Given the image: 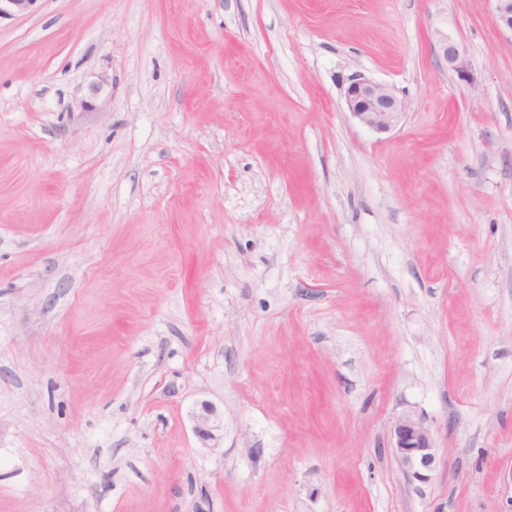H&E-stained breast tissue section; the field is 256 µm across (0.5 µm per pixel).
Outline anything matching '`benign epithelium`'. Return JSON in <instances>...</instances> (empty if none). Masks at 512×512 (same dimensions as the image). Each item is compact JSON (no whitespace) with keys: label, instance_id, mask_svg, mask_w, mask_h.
<instances>
[{"label":"benign epithelium","instance_id":"obj_1","mask_svg":"<svg viewBox=\"0 0 512 512\" xmlns=\"http://www.w3.org/2000/svg\"><path fill=\"white\" fill-rule=\"evenodd\" d=\"M40 0H0V21L23 18L38 10ZM499 26L512 32V0H493ZM438 45L448 66L464 81L470 80V70L463 51L456 40L441 34ZM345 102L349 113L361 125L376 132L396 128L406 114V104L387 84L376 82L362 74L354 73L347 78ZM196 434L207 445L217 440L215 431L221 427V419L215 407L200 403L194 414ZM391 448L407 477L424 482L426 472L435 462V441L431 429L413 413L402 414L391 430Z\"/></svg>","mask_w":512,"mask_h":512}]
</instances>
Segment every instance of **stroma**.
Here are the masks:
<instances>
[{
  "instance_id": "1",
  "label": "stroma",
  "mask_w": 512,
  "mask_h": 512,
  "mask_svg": "<svg viewBox=\"0 0 512 512\" xmlns=\"http://www.w3.org/2000/svg\"><path fill=\"white\" fill-rule=\"evenodd\" d=\"M354 73L405 100L397 128L352 118ZM407 411L435 438L423 482L390 447ZM0 512H512L492 0H42L0 23ZM438 45L443 59L457 74L458 78L464 81L470 80V70L458 42L447 34H440ZM196 434L203 445H209L210 441L217 440L215 431L221 427V419L215 407L208 402H201L194 414Z\"/></svg>"
}]
</instances>
